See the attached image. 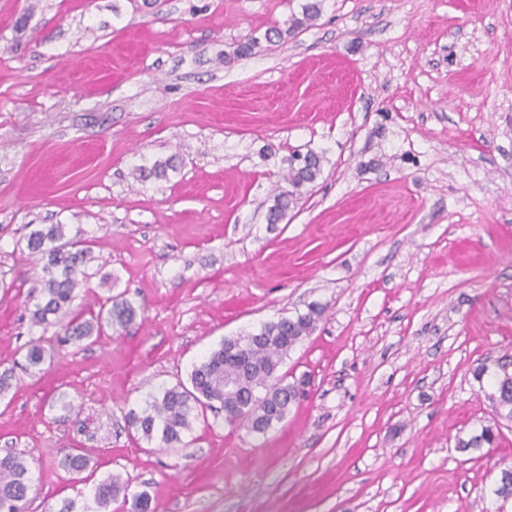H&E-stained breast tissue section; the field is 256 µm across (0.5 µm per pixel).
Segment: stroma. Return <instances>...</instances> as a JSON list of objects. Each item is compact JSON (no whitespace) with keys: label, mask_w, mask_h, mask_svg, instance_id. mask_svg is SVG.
<instances>
[{"label":"stroma","mask_w":512,"mask_h":512,"mask_svg":"<svg viewBox=\"0 0 512 512\" xmlns=\"http://www.w3.org/2000/svg\"><path fill=\"white\" fill-rule=\"evenodd\" d=\"M307 2L0 0V453L31 466L29 512L86 492L74 448L153 512H512L492 493L512 422L456 448L494 415L476 367L512 358V0H323L265 42ZM310 150L314 188L267 223ZM41 224L91 241L74 304L126 298L125 330L60 348L31 324ZM311 304L284 363L310 391L282 422L134 439L150 393ZM500 431L496 422L481 426L478 434L470 436L468 439L460 438L457 440L456 448L460 452L480 451L482 448H493L498 444Z\"/></svg>","instance_id":"obj_1"}]
</instances>
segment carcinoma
I'll list each match as a JSON object with an SVG mask.
<instances>
[{
	"label": "carcinoma",
	"instance_id": "cac0c4a2",
	"mask_svg": "<svg viewBox=\"0 0 512 512\" xmlns=\"http://www.w3.org/2000/svg\"><path fill=\"white\" fill-rule=\"evenodd\" d=\"M321 12V0H312L303 8L302 17L294 18L282 31L271 28L265 33L267 42L282 39L317 19ZM176 170L173 159L157 161L151 167L139 168L140 178H165L168 171ZM322 172V156L313 150L305 154V161L288 159L283 180L288 188L275 195L267 212V223L278 224L295 207L306 187L314 184ZM26 248L32 254L46 259L43 276L37 280L39 297L31 311L35 325L59 327L56 343L59 346L78 344L92 336H100L104 329L114 332L125 328L133 319V305L119 296L109 299L111 305H101L97 314L87 319L84 313L73 308L77 289L87 280L86 268L95 260L91 246L75 233L66 237L64 225L42 224L27 236ZM324 308L312 304L304 313L284 317L264 324L260 331L245 336L224 339L189 374V384L179 383L164 388L150 397L140 411L127 415L128 428L147 441L157 440L166 448L183 443V436L192 430L193 422L206 417L207 411L217 407L224 409L231 425L250 432L262 433L270 422L283 420L291 406L304 396L308 379H289L288 372L281 371L284 359L298 343L311 335L321 320ZM46 361V350L40 340H31L25 353L24 369L41 370ZM489 398L496 406L497 416L512 419V374L499 366L493 376V392ZM500 431L496 424L481 426L479 433L467 439L457 440L461 452L479 451L498 444ZM61 466L68 472H82L87 459L82 454L68 453ZM120 478L110 475L93 484L89 495L99 507L126 493ZM32 491L30 465L20 453L11 449L0 454V512H26ZM494 494L504 501L512 498V470L504 469L497 479Z\"/></svg>",
	"mask_w": 512,
	"mask_h": 512
}]
</instances>
